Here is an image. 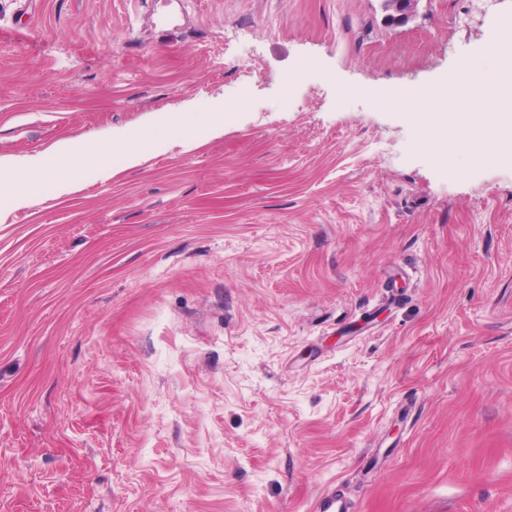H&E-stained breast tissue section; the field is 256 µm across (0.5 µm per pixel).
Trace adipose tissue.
<instances>
[{"mask_svg":"<svg viewBox=\"0 0 512 512\" xmlns=\"http://www.w3.org/2000/svg\"><path fill=\"white\" fill-rule=\"evenodd\" d=\"M480 60L467 65L469 80L465 87L447 81L439 87L418 91L406 89L401 100L409 118L427 132V143L440 153H448L456 144L448 131L458 124H466L470 158L482 163L502 160L505 145L512 143V101H505L500 93L490 92ZM181 138L185 149L195 142L181 136L174 116L163 113L149 115L145 126L136 132L114 129L107 132L92 148H82L62 141L50 151L27 155L0 157V193L8 195L14 207L26 206L25 187L31 177L55 180L59 193H70L74 180L83 165H95L102 175H110L111 160L120 157L126 166H139L144 151L157 138Z\"/></svg>","mask_w":512,"mask_h":512,"instance_id":"ef3b65f1","label":"adipose tissue"}]
</instances>
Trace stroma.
Instances as JSON below:
<instances>
[{
	"instance_id": "obj_1",
	"label": "stroma",
	"mask_w": 512,
	"mask_h": 512,
	"mask_svg": "<svg viewBox=\"0 0 512 512\" xmlns=\"http://www.w3.org/2000/svg\"><path fill=\"white\" fill-rule=\"evenodd\" d=\"M493 27L512 0H0V156L226 117L0 198V512H512V161L398 103Z\"/></svg>"
}]
</instances>
